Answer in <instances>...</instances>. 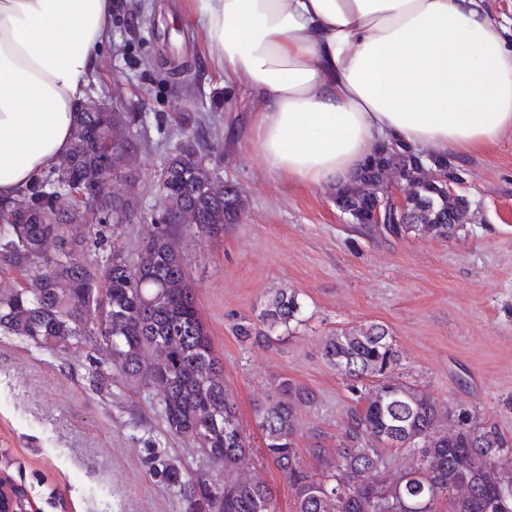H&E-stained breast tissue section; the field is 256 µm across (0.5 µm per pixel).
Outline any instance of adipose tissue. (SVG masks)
I'll list each match as a JSON object with an SVG mask.
<instances>
[{
    "label": "adipose tissue",
    "instance_id": "1",
    "mask_svg": "<svg viewBox=\"0 0 512 512\" xmlns=\"http://www.w3.org/2000/svg\"><path fill=\"white\" fill-rule=\"evenodd\" d=\"M112 0H0V200L70 151ZM224 84L259 98L266 169L349 184L394 140L444 155L512 131V42L489 0H189Z\"/></svg>",
    "mask_w": 512,
    "mask_h": 512
}]
</instances>
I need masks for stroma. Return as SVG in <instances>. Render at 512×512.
I'll use <instances>...</instances> for the list:
<instances>
[{
	"mask_svg": "<svg viewBox=\"0 0 512 512\" xmlns=\"http://www.w3.org/2000/svg\"><path fill=\"white\" fill-rule=\"evenodd\" d=\"M145 13L112 16L111 39L91 76L93 97L142 115L133 128L145 147L137 169L142 207L162 208L165 158L181 142L183 117L202 120V141L234 125L213 167L245 192L240 223L206 238L177 241L197 307L217 355L224 387L250 438L254 473L271 488L278 512H294L286 478L263 459L255 404L288 378L313 392L300 407V445L334 451L351 404L346 381L322 354L326 337L379 324L400 352L398 373L436 400L495 421L512 436V131L489 151L455 161L471 215L453 237H381L351 223L332 193L277 179L259 158L249 117L259 100L229 99L210 63L186 0H137ZM175 35L163 44L158 33ZM182 56L183 71L162 60ZM301 312L269 342H242L235 324L256 322L280 290ZM84 352L55 355L0 336V453L42 512H186L152 479L148 444L190 471L220 478L197 449L171 438L144 395L125 381L93 391Z\"/></svg>",
	"mask_w": 512,
	"mask_h": 512,
	"instance_id": "1",
	"label": "stroma"
}]
</instances>
